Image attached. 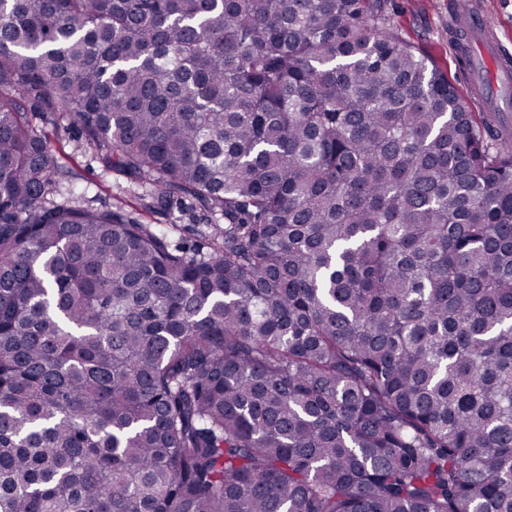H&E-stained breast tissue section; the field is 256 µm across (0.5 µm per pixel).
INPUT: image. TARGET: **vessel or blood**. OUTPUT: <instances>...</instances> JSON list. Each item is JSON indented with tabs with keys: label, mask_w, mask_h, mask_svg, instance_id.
Returning a JSON list of instances; mask_svg holds the SVG:
<instances>
[{
	"label": "vessel or blood",
	"mask_w": 512,
	"mask_h": 512,
	"mask_svg": "<svg viewBox=\"0 0 512 512\" xmlns=\"http://www.w3.org/2000/svg\"><path fill=\"white\" fill-rule=\"evenodd\" d=\"M456 53L465 62L466 70H473L476 63H483L488 78L473 85L476 101L487 105L490 111H512V52L498 43L486 17L469 8L455 31Z\"/></svg>",
	"instance_id": "vessel-or-blood-1"
}]
</instances>
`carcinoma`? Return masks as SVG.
<instances>
[{
  "instance_id": "1",
  "label": "carcinoma",
  "mask_w": 512,
  "mask_h": 512,
  "mask_svg": "<svg viewBox=\"0 0 512 512\" xmlns=\"http://www.w3.org/2000/svg\"><path fill=\"white\" fill-rule=\"evenodd\" d=\"M385 10L0 0V512H512V135ZM34 122L49 141L60 166L67 173L68 179L63 184L64 191L71 188L75 197H82L93 208H110L122 202L141 224H158V228L168 232L173 241L187 235L184 226L195 222L193 213L181 215L176 212L179 218L175 224L181 226L176 230H169L165 226V220H160L141 207L138 198L141 190L127 184L120 176L104 171L92 151L82 147L73 130L43 121L39 117Z\"/></svg>"
}]
</instances>
